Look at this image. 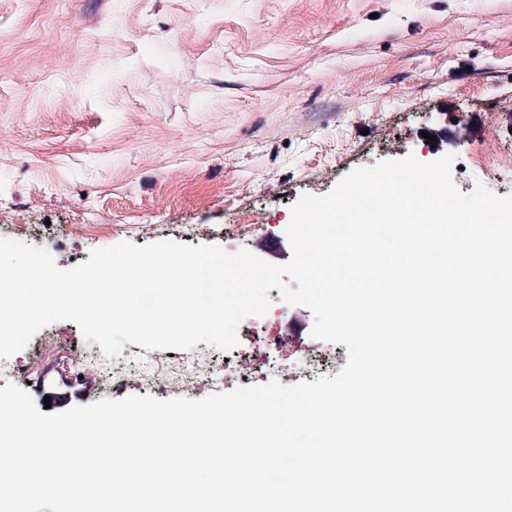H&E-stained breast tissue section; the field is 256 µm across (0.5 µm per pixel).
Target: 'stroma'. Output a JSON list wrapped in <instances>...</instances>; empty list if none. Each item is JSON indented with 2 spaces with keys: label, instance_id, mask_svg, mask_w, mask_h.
<instances>
[{
  "label": "stroma",
  "instance_id": "1",
  "mask_svg": "<svg viewBox=\"0 0 512 512\" xmlns=\"http://www.w3.org/2000/svg\"><path fill=\"white\" fill-rule=\"evenodd\" d=\"M495 113L497 131L484 123ZM480 152L488 167L461 160ZM451 154L454 185L512 195V0H0V234L46 249L58 269L124 241L248 250L284 265L303 195L351 171ZM45 224L57 232H42ZM258 334L313 382L291 343L318 351L314 315L269 292ZM101 347L61 320L15 357L55 366ZM215 347L147 350L164 382L101 397L201 399L240 388L184 378Z\"/></svg>",
  "mask_w": 512,
  "mask_h": 512
}]
</instances>
